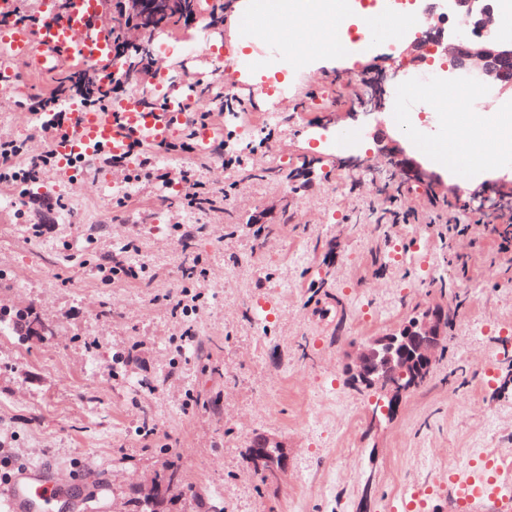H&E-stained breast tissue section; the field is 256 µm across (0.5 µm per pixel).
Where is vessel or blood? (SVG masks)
I'll list each match as a JSON object with an SVG mask.
<instances>
[{
  "label": "vessel or blood",
  "instance_id": "1",
  "mask_svg": "<svg viewBox=\"0 0 512 512\" xmlns=\"http://www.w3.org/2000/svg\"><path fill=\"white\" fill-rule=\"evenodd\" d=\"M112 29L104 0H41L33 23L0 26V61L48 75L57 71L64 58L74 69L88 71L106 84L121 69L112 52ZM159 99L158 105L150 107L140 95L129 94L105 111L67 102L69 121L54 139L59 170L70 175L80 160L125 155L135 140L156 145L175 138L187 123L194 100L174 83ZM485 466L495 471V478L463 481L456 469H449L448 482L458 504L463 512H476L491 500L497 512H512V475L497 460L487 459ZM57 496V488L37 470L0 484L7 512H52Z\"/></svg>",
  "mask_w": 512,
  "mask_h": 512
}]
</instances>
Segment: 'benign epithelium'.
I'll use <instances>...</instances> for the list:
<instances>
[{"label": "benign epithelium", "mask_w": 512, "mask_h": 512, "mask_svg": "<svg viewBox=\"0 0 512 512\" xmlns=\"http://www.w3.org/2000/svg\"><path fill=\"white\" fill-rule=\"evenodd\" d=\"M178 0H129L130 12L141 21L139 30L151 33L153 18L177 7ZM495 12V0H430L425 4L423 17L429 26L425 35L416 38L408 48L412 60L422 56L416 51L427 43L443 46L450 43L448 79L475 75L482 81L512 91V72L506 69L512 62V43H504L489 29ZM459 19L473 35L460 32L446 33L442 27L445 19ZM385 104L383 80L379 77L369 83L362 97L365 110L376 113ZM389 160L401 169L408 180L424 184L436 180L415 159L407 156L402 148L393 145L387 149ZM449 307L433 303L405 319L394 329L378 336H371L359 344L355 356L345 370L355 385L374 390L385 399L384 416H397L405 398L417 386L418 380L433 369L436 352L447 339L446 319ZM251 463L264 472L272 484L279 483L288 474V449L267 435L257 437L250 448Z\"/></svg>", "instance_id": "1"}]
</instances>
